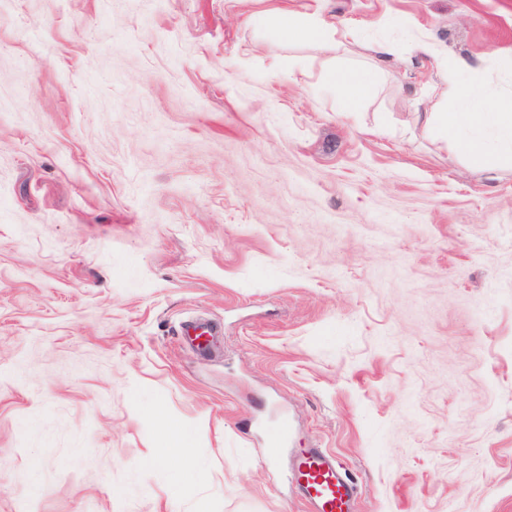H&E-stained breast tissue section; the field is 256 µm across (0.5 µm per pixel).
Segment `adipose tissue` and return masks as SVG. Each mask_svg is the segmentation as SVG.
<instances>
[{
    "label": "adipose tissue",
    "instance_id": "adipose-tissue-1",
    "mask_svg": "<svg viewBox=\"0 0 512 512\" xmlns=\"http://www.w3.org/2000/svg\"><path fill=\"white\" fill-rule=\"evenodd\" d=\"M471 69L468 60H458L448 77L431 85V96L441 103L455 101L459 109L426 113L425 125L438 131L456 149L466 152L481 146L480 132L493 130L502 156L512 159V113L499 106L486 107L476 102L471 86L460 79L461 74Z\"/></svg>",
    "mask_w": 512,
    "mask_h": 512
}]
</instances>
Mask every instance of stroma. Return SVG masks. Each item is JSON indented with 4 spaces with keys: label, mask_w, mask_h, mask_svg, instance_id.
Instances as JSON below:
<instances>
[{
    "label": "stroma",
    "mask_w": 512,
    "mask_h": 512,
    "mask_svg": "<svg viewBox=\"0 0 512 512\" xmlns=\"http://www.w3.org/2000/svg\"><path fill=\"white\" fill-rule=\"evenodd\" d=\"M457 58L512 94V0H0V512H306L298 448L356 512H512V169L421 119ZM276 16L279 34L284 38L302 35L317 39L326 46L336 42V26L323 19L309 17L305 22L297 24L293 14L288 10H279ZM336 79V86L340 92V98L344 99L347 104L354 105L360 101L366 83L360 72H354L347 75H332ZM291 473L309 512H350L359 494L358 484L323 448L295 452Z\"/></svg>",
    "instance_id": "obj_1"
}]
</instances>
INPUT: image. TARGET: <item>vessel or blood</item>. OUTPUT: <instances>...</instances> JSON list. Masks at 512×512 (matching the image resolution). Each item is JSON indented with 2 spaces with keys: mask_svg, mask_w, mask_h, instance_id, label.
<instances>
[{
  "mask_svg": "<svg viewBox=\"0 0 512 512\" xmlns=\"http://www.w3.org/2000/svg\"><path fill=\"white\" fill-rule=\"evenodd\" d=\"M291 473L309 512H350L359 494L358 484L321 448L295 452Z\"/></svg>",
  "mask_w": 512,
  "mask_h": 512,
  "instance_id": "obj_1",
  "label": "vessel or blood"
}]
</instances>
